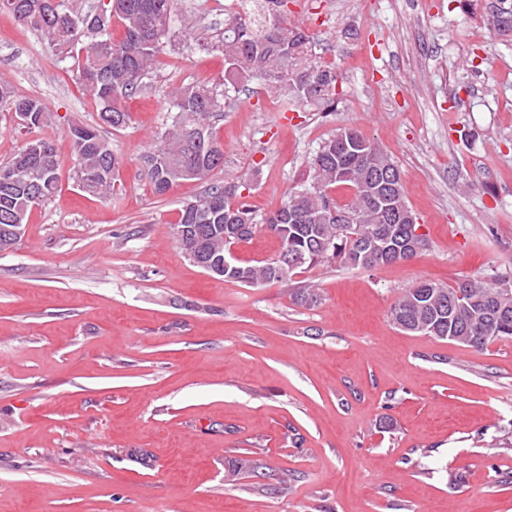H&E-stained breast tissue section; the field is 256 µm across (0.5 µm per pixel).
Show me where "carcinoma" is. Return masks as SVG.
Segmentation results:
<instances>
[{
  "mask_svg": "<svg viewBox=\"0 0 512 512\" xmlns=\"http://www.w3.org/2000/svg\"><path fill=\"white\" fill-rule=\"evenodd\" d=\"M39 0H0V9L38 32L59 53L77 63L76 79L92 97L101 123L114 129L125 126L129 113L123 102L142 91L144 79L162 65L164 40L178 21L176 0H112V13L98 24L68 8L66 0L38 5ZM238 11L229 14L224 30L211 47L224 56V76L217 84H190L169 94L170 123L154 146L140 158L141 172L156 194L163 195L182 181H201L221 166L224 146L215 130L224 116L229 92L253 78L263 79L278 95L323 112L336 111L338 75L312 60L309 35L287 21L266 18L261 0H236ZM501 32L512 31V7L492 14ZM118 24L124 37L112 39L110 28ZM0 110L15 117L29 116L27 129L39 128L50 119V110L37 98L16 97L0 86ZM351 132L365 151L336 148V137L319 144L310 167L308 186L292 191L266 220L265 230L277 236L282 249L281 267L233 263L222 274L224 281L245 286L281 283L292 287L295 304L313 308L321 303L319 289L310 282L294 284L302 271L335 262L353 269L374 270L409 261L429 245L419 224H388L373 201L377 180L398 168L379 144L359 130ZM73 150L71 167L78 187L98 197L112 195L123 158L115 154L96 126L70 128ZM42 155L28 146L7 162L14 172L12 183H0V253L18 242L14 229L25 224L28 212L57 191L60 162L52 142L40 139ZM342 184L353 190L340 205L329 188ZM394 209L409 212L403 179L395 181ZM177 223L189 235L181 249L200 252L201 269L211 274L209 261L222 260L228 246L252 239L258 229L253 211L241 201L236 185H211L194 200L182 205ZM469 307L453 309L457 294ZM390 321L401 331L424 334L438 340L482 350L495 341L512 339V279L496 274L477 277L454 286L422 281L404 289L389 311Z\"/></svg>",
  "mask_w": 512,
  "mask_h": 512,
  "instance_id": "carcinoma-1",
  "label": "carcinoma"
}]
</instances>
